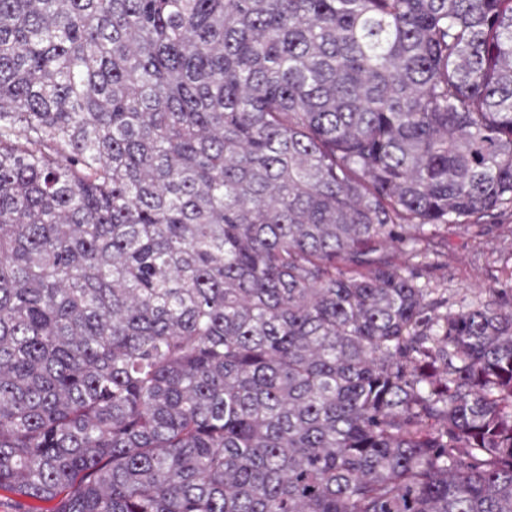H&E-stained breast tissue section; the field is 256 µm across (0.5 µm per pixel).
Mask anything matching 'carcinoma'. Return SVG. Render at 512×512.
I'll return each instance as SVG.
<instances>
[{
  "instance_id": "obj_1",
  "label": "carcinoma",
  "mask_w": 512,
  "mask_h": 512,
  "mask_svg": "<svg viewBox=\"0 0 512 512\" xmlns=\"http://www.w3.org/2000/svg\"><path fill=\"white\" fill-rule=\"evenodd\" d=\"M512 0H0V490L512 512ZM476 224H483L482 230L453 228L444 239L421 245L410 259L412 264L431 263L430 285L448 289L454 310L493 300L492 289L512 285V206Z\"/></svg>"
}]
</instances>
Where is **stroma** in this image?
<instances>
[{
	"mask_svg": "<svg viewBox=\"0 0 512 512\" xmlns=\"http://www.w3.org/2000/svg\"><path fill=\"white\" fill-rule=\"evenodd\" d=\"M413 261L430 265L431 285L447 289L452 309L492 300L493 290L512 286V206L485 218L482 228L450 230Z\"/></svg>",
	"mask_w": 512,
	"mask_h": 512,
	"instance_id": "35a3bbf8",
	"label": "stroma"
}]
</instances>
